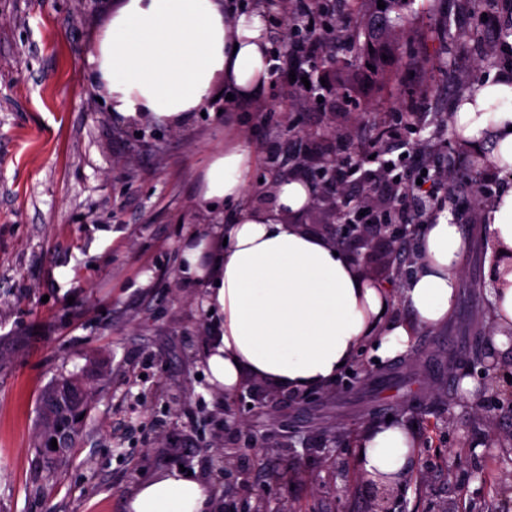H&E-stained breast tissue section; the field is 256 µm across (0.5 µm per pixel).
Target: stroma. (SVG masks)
<instances>
[{"mask_svg":"<svg viewBox=\"0 0 512 512\" xmlns=\"http://www.w3.org/2000/svg\"><path fill=\"white\" fill-rule=\"evenodd\" d=\"M261 10L274 52L294 0H225ZM123 0H0V512H126L155 473L197 471L216 505L252 512H371L380 488L356 464L355 438L386 418L415 425V465L389 489L392 512H512V446L463 447L461 426L481 438L512 433V403L487 421L450 374L451 356L492 332L485 227L477 211L456 217L467 241L446 325L421 330L406 351L357 365L373 380L341 374V387L277 410L245 412L238 439L224 436L228 399L206 377L213 326L206 281L186 276L193 241L223 247L212 232L235 209H208L197 189L209 158L230 143L254 156L246 202L271 208L279 171H292L294 132L315 148L345 140L359 149L393 113L406 124L410 169L465 160L451 113L473 86L512 68V39L499 38L486 0H416L394 41L396 80H376L342 36L328 53L350 62L322 71L318 96L271 77L249 101H213L169 126L117 119L92 85L98 34ZM108 383L88 406L83 437L66 458L39 448L42 398L60 376L93 360ZM263 442L254 460L250 435ZM255 473L252 489L226 481L225 463Z\"/></svg>","mask_w":512,"mask_h":512,"instance_id":"1","label":"stroma"}]
</instances>
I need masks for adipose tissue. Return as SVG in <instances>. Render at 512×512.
<instances>
[{
    "instance_id": "1",
    "label": "adipose tissue",
    "mask_w": 512,
    "mask_h": 512,
    "mask_svg": "<svg viewBox=\"0 0 512 512\" xmlns=\"http://www.w3.org/2000/svg\"><path fill=\"white\" fill-rule=\"evenodd\" d=\"M222 0H124L99 34L91 79L102 85L115 114L184 123L225 91L240 100L264 90L273 61L263 15L226 19ZM456 113L462 147L479 149L493 170L512 172V73L488 79ZM253 159L240 144L225 147L205 169L199 201L237 204L220 229L227 244L204 266L205 242L183 251L185 275L209 277L207 307L217 316L205 357L209 380L233 396L245 379L291 393L333 385L363 349L386 360L403 352L420 329L447 322L460 282L467 242L447 209L435 210L417 246V263L399 290L373 282L329 238L291 223L311 203V189L291 177L277 189V206L242 204ZM483 220L488 260L512 256V188L488 205ZM410 315H394L396 301ZM492 346L512 350V273L492 290ZM357 465L371 482L400 486L417 456L418 438L405 421L365 427ZM130 512H214L210 491L174 469L140 485Z\"/></svg>"
}]
</instances>
